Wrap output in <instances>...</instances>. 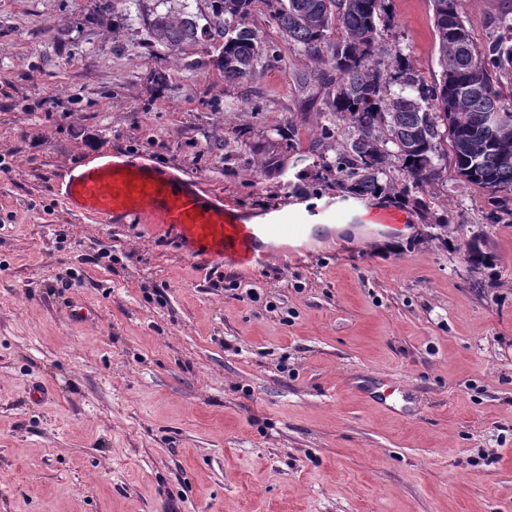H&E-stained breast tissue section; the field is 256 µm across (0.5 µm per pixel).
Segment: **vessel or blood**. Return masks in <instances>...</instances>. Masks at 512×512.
Returning <instances> with one entry per match:
<instances>
[{
    "mask_svg": "<svg viewBox=\"0 0 512 512\" xmlns=\"http://www.w3.org/2000/svg\"><path fill=\"white\" fill-rule=\"evenodd\" d=\"M58 194L74 211L109 224L160 227L191 257L204 256L243 271L268 263L267 243L287 237L280 221L247 223L243 212L205 195L196 177L170 174L122 155L59 175ZM368 224L385 233L398 231L402 218L391 208L367 214Z\"/></svg>",
    "mask_w": 512,
    "mask_h": 512,
    "instance_id": "obj_1",
    "label": "vessel or blood"
}]
</instances>
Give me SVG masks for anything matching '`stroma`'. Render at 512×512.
I'll return each instance as SVG.
<instances>
[{"mask_svg":"<svg viewBox=\"0 0 512 512\" xmlns=\"http://www.w3.org/2000/svg\"><path fill=\"white\" fill-rule=\"evenodd\" d=\"M390 6L433 83L430 0ZM152 7L0 0V512H512V224L452 172L388 199L404 234L316 156L264 172L289 122L334 121L307 57L260 25L276 60L228 85L206 43L147 46ZM113 153L312 232L243 273L69 210L56 177ZM365 220L381 232L392 233L399 230L403 223L400 214L391 208H377L370 211ZM463 256L470 273L481 274L495 265V256L487 248L486 232L470 238L464 247Z\"/></svg>","mask_w":512,"mask_h":512,"instance_id":"1","label":"stroma"}]
</instances>
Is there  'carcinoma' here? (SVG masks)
Returning a JSON list of instances; mask_svg holds the SVG:
<instances>
[{
  "label": "carcinoma",
  "mask_w": 512,
  "mask_h": 512,
  "mask_svg": "<svg viewBox=\"0 0 512 512\" xmlns=\"http://www.w3.org/2000/svg\"><path fill=\"white\" fill-rule=\"evenodd\" d=\"M430 2L442 64L432 85L399 53L386 65L378 61L379 23L389 0H184L178 12L166 7L168 0H154L146 29L149 45L172 51L186 42L208 43L214 49L210 63L234 85L264 67L269 51L253 23L264 12L311 61L302 84L325 87L328 110L354 129L339 143L334 129L324 127L311 148L340 192L365 197L395 191L387 169L396 159L406 196L411 188L433 184L436 165L451 158L456 174L487 195L489 223L499 224L512 219V123L492 128L488 115L512 113V0H500L481 46L461 11L462 0ZM328 150L334 151L331 159ZM296 155H302L301 142L292 124L285 153L262 165L279 173ZM463 256L471 273L494 266L484 232L470 238Z\"/></svg>",
  "instance_id": "1"
}]
</instances>
